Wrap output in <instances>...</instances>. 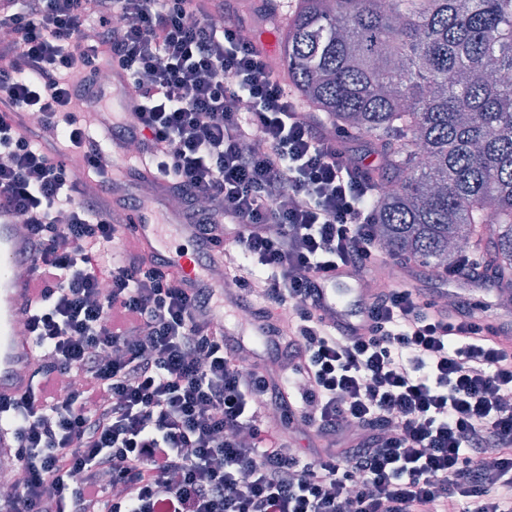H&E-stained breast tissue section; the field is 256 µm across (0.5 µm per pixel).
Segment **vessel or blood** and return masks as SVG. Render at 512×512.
<instances>
[{
  "instance_id": "b4317fda",
  "label": "vessel or blood",
  "mask_w": 512,
  "mask_h": 512,
  "mask_svg": "<svg viewBox=\"0 0 512 512\" xmlns=\"http://www.w3.org/2000/svg\"><path fill=\"white\" fill-rule=\"evenodd\" d=\"M14 224V217L0 209V399L4 401L27 391L28 369L33 360V350L26 338V322L20 316V308L33 288L30 280H20L12 274L16 265L29 257V243L13 236ZM134 236L143 251L166 260L186 287H208L197 254L172 247L176 239L196 242L192 225L154 224L145 220L136 224ZM321 292V312L331 323L349 335L364 329L365 291L351 283L345 269H336L327 277Z\"/></svg>"
}]
</instances>
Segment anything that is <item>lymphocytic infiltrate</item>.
Segmentation results:
<instances>
[{"label":"lymphocytic infiltrate","mask_w":512,"mask_h":512,"mask_svg":"<svg viewBox=\"0 0 512 512\" xmlns=\"http://www.w3.org/2000/svg\"><path fill=\"white\" fill-rule=\"evenodd\" d=\"M249 15L278 21L266 0H0V201L33 245L41 356L0 401L8 512H512V345L463 299L381 280V185L243 38ZM115 67L138 105L105 126ZM99 126L225 255L238 309L266 303L271 360L225 336L214 291L123 245ZM339 266L368 290L359 334L320 314Z\"/></svg>","instance_id":"obj_1"}]
</instances>
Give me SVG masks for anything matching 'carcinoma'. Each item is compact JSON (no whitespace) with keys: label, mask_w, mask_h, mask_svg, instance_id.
<instances>
[{"label":"carcinoma","mask_w":512,"mask_h":512,"mask_svg":"<svg viewBox=\"0 0 512 512\" xmlns=\"http://www.w3.org/2000/svg\"><path fill=\"white\" fill-rule=\"evenodd\" d=\"M290 8L280 41L288 83L383 157L394 192L377 199L378 238L442 269L453 245L483 240V262L512 282V0Z\"/></svg>","instance_id":"obj_1"}]
</instances>
